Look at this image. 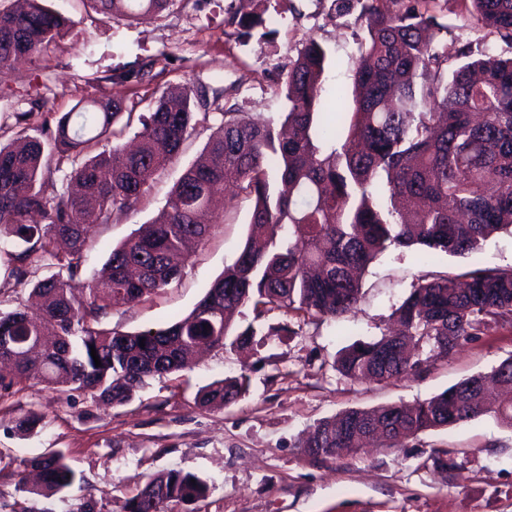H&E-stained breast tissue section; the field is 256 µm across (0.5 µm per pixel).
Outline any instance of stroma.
<instances>
[{"mask_svg":"<svg viewBox=\"0 0 512 512\" xmlns=\"http://www.w3.org/2000/svg\"><path fill=\"white\" fill-rule=\"evenodd\" d=\"M259 14L265 29L240 42L225 10ZM300 16L277 15V0H175L160 17L102 22L76 0H57L76 27L32 59L21 60L9 79L15 94L0 97V142L15 137L16 113L28 110L26 89L40 81L48 110L30 127L55 123L78 102L122 97L149 112L168 86L202 82L224 88L227 105L264 119L286 109L273 77L314 39L328 51L326 91L351 86L357 66L354 17H337L331 0H295ZM436 12L449 30L439 41L448 55L484 37L461 0H439ZM173 56L151 83L116 84L111 76L134 61ZM212 128L197 126L179 159L154 175L136 210L113 214L96 226L86 251V274L99 271L112 249L164 207L182 172L202 152ZM254 201L225 190L210 236L195 245L181 278L164 290L112 311L102 324L121 331L159 328L189 313L226 264L242 249ZM480 263L512 266V235L491 237L468 256L394 249L372 263L355 308L339 318L311 319L277 308H240L237 323L255 324L251 348H216L190 367L147 380L121 406L92 403L34 387L0 396V512H121L124 501L152 477L170 470L194 474L209 491L194 503L166 502L164 512H512V429L485 416L420 434L396 446L379 445L339 457H312L301 446L322 419L350 409L413 404L512 357V325L469 337L417 375L361 382L336 371V353L355 339L381 336L393 311L419 276L457 275ZM246 376L247 393L221 409L204 408L196 395L205 385ZM36 417L33 429L20 421ZM63 452L75 470L72 486L52 495L30 492L21 478L27 459Z\"/></svg>","mask_w":512,"mask_h":512,"instance_id":"obj_1","label":"stroma"}]
</instances>
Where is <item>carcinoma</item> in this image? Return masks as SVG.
Returning <instances> with one entry per match:
<instances>
[{"instance_id":"1","label":"carcinoma","mask_w":512,"mask_h":512,"mask_svg":"<svg viewBox=\"0 0 512 512\" xmlns=\"http://www.w3.org/2000/svg\"><path fill=\"white\" fill-rule=\"evenodd\" d=\"M53 2L0 9V84L18 61L74 25ZM78 2L110 21L157 17L174 0ZM393 2L398 9L386 0H333L336 16L355 13L364 24L352 91L338 86L321 101L328 53L309 40L278 72L287 101L281 125L232 107L220 113L204 159L183 171L160 213L113 248L103 270L81 288L75 283L92 227L135 207L153 175L174 163L197 125L209 121L219 95L202 85L167 88L139 116L134 152L121 143L133 121V108L121 99L80 104L39 136L28 134V113L16 114V138L0 144V240L20 246L9 267L18 283L41 268L54 272L32 283L40 317L20 306L0 312V348L8 346L15 368L0 386L42 385L124 405L147 379L184 369L203 348L251 342L254 328L236 329L230 320L246 304L258 313L270 305L336 318L361 297L357 273L391 247L464 256L481 251L495 233L512 234V0H462L474 23L504 47L468 42L451 64L434 43L448 26L430 11V0ZM231 22L248 39L264 19L234 11ZM156 64L137 62L113 82L151 80ZM100 143L102 150L92 153ZM60 171L78 192L47 193L46 180ZM224 184L254 198L249 243L233 263L188 315L165 327H103L110 312L180 278L185 243L210 234V200ZM396 317L410 343L390 334L355 340L338 353L335 370L354 381L408 377L468 337L512 322V267L481 264L460 277L424 278ZM490 378L498 386L493 408L482 396L484 377L474 376L408 407L325 418L303 448L334 457L341 448L361 447L381 420L393 421L394 445L481 416L512 428V357ZM246 389L244 378H225L205 386L197 400L224 408ZM28 463L40 474L34 493H58L76 480L61 452ZM207 492L195 475L168 471L126 499L122 512H162L170 499L192 503Z\"/></svg>"}]
</instances>
